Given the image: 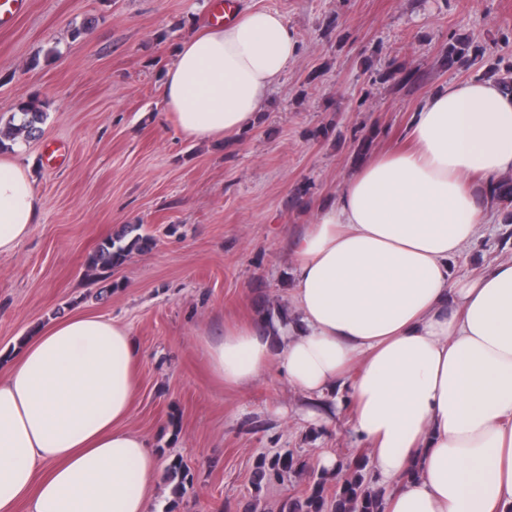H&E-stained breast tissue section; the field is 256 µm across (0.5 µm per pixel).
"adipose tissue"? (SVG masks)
Returning a JSON list of instances; mask_svg holds the SVG:
<instances>
[{"instance_id":"1","label":"adipose tissue","mask_w":512,"mask_h":512,"mask_svg":"<svg viewBox=\"0 0 512 512\" xmlns=\"http://www.w3.org/2000/svg\"><path fill=\"white\" fill-rule=\"evenodd\" d=\"M300 54L285 17L251 8L177 48L167 112L199 141L249 128ZM408 147L345 177L292 238L294 316L203 338L214 377L246 385L272 363L327 424L337 396L369 445L383 512H512V257L463 284L448 261L490 214L479 183L512 173V94L448 84L422 102ZM0 155V255L43 202L30 168ZM139 351L120 324L73 314L0 374V512H159V462L124 427Z\"/></svg>"}]
</instances>
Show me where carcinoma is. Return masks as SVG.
<instances>
[{"instance_id":"obj_1","label":"carcinoma","mask_w":512,"mask_h":512,"mask_svg":"<svg viewBox=\"0 0 512 512\" xmlns=\"http://www.w3.org/2000/svg\"><path fill=\"white\" fill-rule=\"evenodd\" d=\"M478 56L480 47L473 41L461 35L448 39L444 51L446 65L450 68L468 69ZM380 79L403 87L420 81L413 72H403V68L391 64V68ZM45 112L40 99L28 100L22 107L18 120L0 127V148H6L18 139L28 140L40 132ZM490 197L512 205V177H502L491 183ZM141 225L128 224L125 229L115 235L105 238L97 250L87 259L88 271L103 279H108L112 270L122 266L132 255L150 250L154 239L149 235L139 233ZM367 468V457L362 455L347 465L337 464L333 473L335 489L332 494L326 493V477L319 474L312 478V483L305 493L291 497L283 502L279 512H382L386 488H373L365 483L364 471ZM307 470V464L287 454L271 459L262 458L257 462L255 470V485L261 487L262 482L278 481L287 474L302 475ZM169 479L177 481L173 494H178L184 484L191 481L190 471L182 461L176 460L167 467Z\"/></svg>"}]
</instances>
